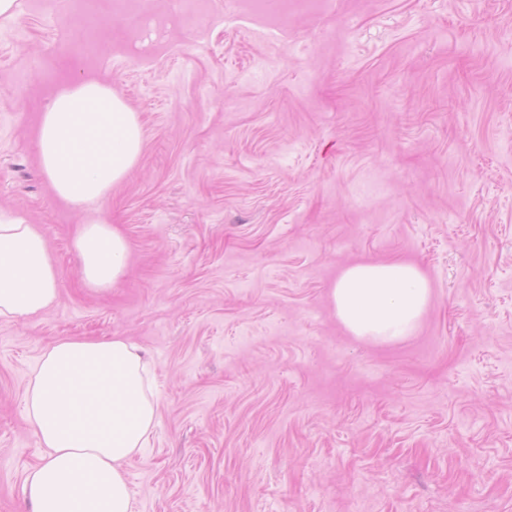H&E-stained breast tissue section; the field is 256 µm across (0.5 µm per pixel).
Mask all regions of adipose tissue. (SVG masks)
Returning <instances> with one entry per match:
<instances>
[{
  "label": "adipose tissue",
  "mask_w": 512,
  "mask_h": 512,
  "mask_svg": "<svg viewBox=\"0 0 512 512\" xmlns=\"http://www.w3.org/2000/svg\"><path fill=\"white\" fill-rule=\"evenodd\" d=\"M143 145L138 114L107 84H68L41 114L39 171L53 196L83 215L72 246L83 286L96 293L127 271L129 242L101 206L139 164ZM61 288L45 232L0 215V321L44 313ZM331 301L353 336L393 343L417 331L431 286L412 264H356L343 270ZM25 411L44 450L25 477L31 512H133L125 465L145 448L158 417L150 364L136 344L58 339L30 370Z\"/></svg>",
  "instance_id": "1"
}]
</instances>
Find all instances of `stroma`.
Returning <instances> with one entry per match:
<instances>
[{
	"label": "stroma",
	"instance_id": "stroma-1",
	"mask_svg": "<svg viewBox=\"0 0 512 512\" xmlns=\"http://www.w3.org/2000/svg\"><path fill=\"white\" fill-rule=\"evenodd\" d=\"M0 20V211L46 231L56 307L0 321V512H29L42 448L30 366L119 336L158 418L126 466L134 512H512V0H98ZM112 85L143 155L104 204L131 245L84 288L81 213L38 170L37 128L80 78ZM417 265L414 336L356 340L329 291L362 262Z\"/></svg>",
	"mask_w": 512,
	"mask_h": 512
}]
</instances>
